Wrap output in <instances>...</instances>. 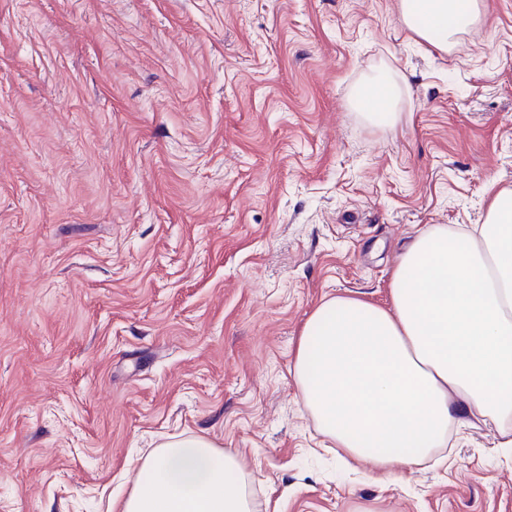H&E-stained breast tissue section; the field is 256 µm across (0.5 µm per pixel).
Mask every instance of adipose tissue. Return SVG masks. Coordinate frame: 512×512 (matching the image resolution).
Listing matches in <instances>:
<instances>
[{
  "label": "adipose tissue",
  "mask_w": 512,
  "mask_h": 512,
  "mask_svg": "<svg viewBox=\"0 0 512 512\" xmlns=\"http://www.w3.org/2000/svg\"><path fill=\"white\" fill-rule=\"evenodd\" d=\"M401 19L440 47L478 17V0H401ZM402 88L380 74L370 116H395ZM379 308L350 297L305 322L292 367L320 432L380 480L448 445L457 416L498 422L512 447V189L492 193L474 231L420 232ZM112 512H255L239 458L206 436H172L144 458Z\"/></svg>",
  "instance_id": "obj_1"
}]
</instances>
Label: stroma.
<instances>
[{"mask_svg":"<svg viewBox=\"0 0 512 512\" xmlns=\"http://www.w3.org/2000/svg\"><path fill=\"white\" fill-rule=\"evenodd\" d=\"M480 2L443 52L400 0H0V512H105L189 433L256 512H512L496 422L381 482L291 374L321 302L387 306L419 230L512 189V0ZM402 92L406 93V90L399 85L396 77H390L387 73L381 72L372 80L367 90L365 112H369L371 117L385 115L394 120L399 110L398 104ZM388 103L390 106L385 108Z\"/></svg>","mask_w":512,"mask_h":512,"instance_id":"1","label":"stroma"}]
</instances>
